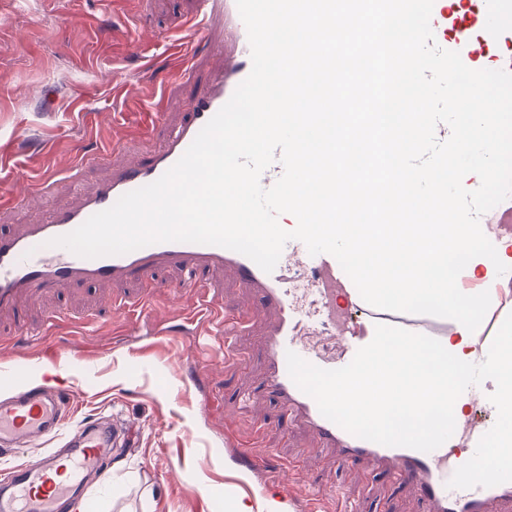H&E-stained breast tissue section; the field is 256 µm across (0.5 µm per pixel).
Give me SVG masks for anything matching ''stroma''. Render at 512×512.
Returning <instances> with one entry per match:
<instances>
[{"instance_id":"35a3bbf8","label":"stroma","mask_w":512,"mask_h":512,"mask_svg":"<svg viewBox=\"0 0 512 512\" xmlns=\"http://www.w3.org/2000/svg\"><path fill=\"white\" fill-rule=\"evenodd\" d=\"M197 0H0V197L15 196L0 225L30 224L74 204L113 168L150 155L189 112L195 85L224 61L229 35L216 29L194 49L190 75L174 43ZM163 108L161 124L147 115ZM50 180L49 191L36 183ZM168 269L150 309L125 333L108 302L138 301L136 283L72 286L25 295L0 309V369L24 364L37 384L67 387L62 431L86 421L128 424L105 476L72 503L91 512H309L307 486H342L360 512H422L415 489L384 469L353 470L263 397L262 325L223 338L185 316L208 301L249 314L260 306L223 269L197 292ZM297 471H289V460Z\"/></svg>"}]
</instances>
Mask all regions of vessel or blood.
<instances>
[{"mask_svg": "<svg viewBox=\"0 0 512 512\" xmlns=\"http://www.w3.org/2000/svg\"><path fill=\"white\" fill-rule=\"evenodd\" d=\"M230 24L233 40L224 55V67L193 93L187 120L172 128L160 150L148 159H133L113 170L96 190L81 194L78 202L49 212L45 219L20 228L0 229V308L13 306L22 291H57L72 285L96 286L105 281L153 283L159 273L176 267L183 288H196L203 274L220 266L239 287L257 295L274 318L264 336L268 370L263 383L267 398L288 416L306 423L323 444L336 448L347 467H383L414 484L424 501V512H512V482L493 487L451 489L454 471L474 454L486 429L481 422L461 419L452 437L425 453L389 447L352 435L325 418L313 398L302 392L288 374L286 354L295 352L325 369L348 365L357 350L368 344L376 325L400 327L448 340L447 319L383 310L366 303L360 294L351 302L361 312L360 323L336 318V259L310 255L305 244L288 241L272 273H265L248 257L209 244L154 243L126 254L84 258L51 246L92 215L110 208L123 194L159 179L191 145L197 134L231 98L252 67L247 30L236 0H198L195 15L183 29L209 37L214 22ZM431 27L437 44L459 52L472 69L482 64L512 73V0H467L457 16L444 0H434ZM309 264L316 286L308 303H300L288 274L297 264ZM336 338L340 355L327 353L323 337ZM15 393L0 400V442L21 448L58 435L68 395L46 386L29 388V371L17 364L9 371ZM121 428L95 422L83 424L64 441L63 451H52L36 463L11 468L0 477V512H61L70 485L85 472L103 473L112 460V447Z\"/></svg>", "mask_w": 512, "mask_h": 512, "instance_id": "vessel-or-blood-1", "label": "vessel or blood"}]
</instances>
